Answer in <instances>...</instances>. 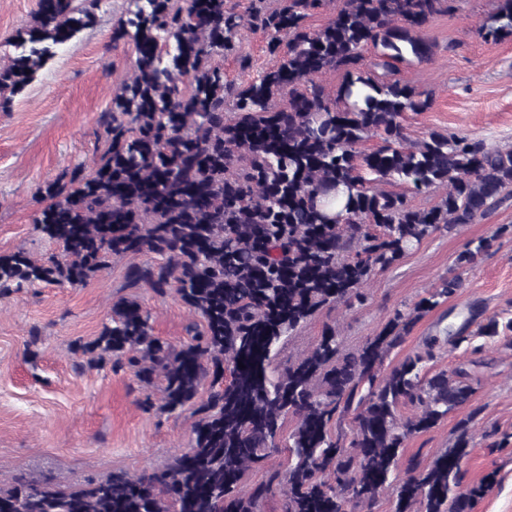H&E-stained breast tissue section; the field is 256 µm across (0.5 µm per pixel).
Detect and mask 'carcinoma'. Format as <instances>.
Segmentation results:
<instances>
[{"instance_id":"1","label":"carcinoma","mask_w":512,"mask_h":512,"mask_svg":"<svg viewBox=\"0 0 512 512\" xmlns=\"http://www.w3.org/2000/svg\"><path fill=\"white\" fill-rule=\"evenodd\" d=\"M112 42L129 40L132 76L98 118L104 150L95 167L63 172L40 189L33 231L58 246L39 263L0 253V293L37 282L84 285L114 256L161 257L130 266V287L180 298L202 326L179 347L153 335L134 299L112 304L99 335L79 345L90 360L128 368L143 387L160 382L144 410L196 416L190 447L163 468L115 472L63 487L38 478L0 486V512H262L279 495L281 512H376L391 491L394 512H472L491 476L461 490L460 463L481 408L456 425L454 444L419 470L407 439L435 427L472 396L464 368L429 374L441 343L496 336L493 315L469 331L473 311L429 336L397 365L385 357L416 322L463 288L443 277L382 331L347 349L336 324L287 365L281 344L324 307L349 306L362 287L424 239L483 216L512 192V148L432 131L411 142L401 123L430 97L364 70L363 50H379L388 73L411 55L426 61L420 35L447 0H344L331 22L306 19L329 0H254L242 15L231 0H133ZM101 0H39L19 30L22 51L0 67V108L95 19ZM248 24L269 36L277 65L242 84L211 63ZM487 41L512 36V0L479 30ZM344 73L330 93L314 77ZM369 135L382 145L359 150ZM398 182L402 192L377 187ZM441 187L427 210L407 191ZM498 226L456 258L476 266ZM245 368H240V365ZM210 380L207 394L201 386ZM409 407L412 414L400 415ZM296 420L281 437L285 419ZM348 428H343V423ZM287 452L286 463L243 489L255 464Z\"/></svg>"}]
</instances>
